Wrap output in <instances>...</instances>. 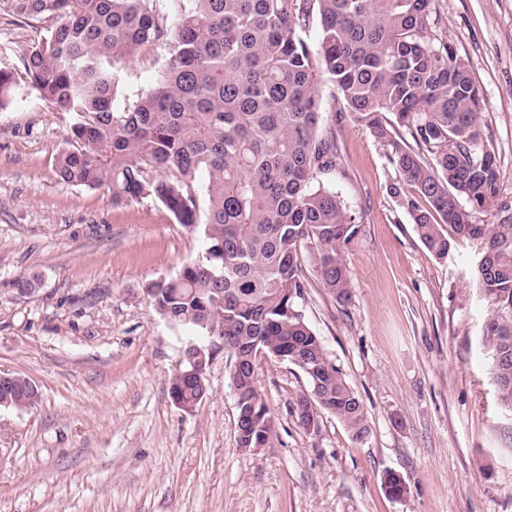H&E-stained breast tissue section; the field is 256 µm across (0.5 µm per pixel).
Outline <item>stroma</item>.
Listing matches in <instances>:
<instances>
[{
    "label": "stroma",
    "mask_w": 512,
    "mask_h": 512,
    "mask_svg": "<svg viewBox=\"0 0 512 512\" xmlns=\"http://www.w3.org/2000/svg\"><path fill=\"white\" fill-rule=\"evenodd\" d=\"M437 38L465 59L483 98L484 144L496 155L501 203L512 205V0H433ZM47 21L0 14V69L15 100L0 112V373L39 398L0 407V512H512V411L498 399L483 328L495 308L477 288L479 242L454 238L433 256L390 192L386 151L323 93L342 165L331 190L360 231L344 251L351 299L321 287L312 262L302 310L360 398L369 436L353 440L323 412L295 413L308 383L262 357L256 385L275 422L261 448L236 442L227 353L217 352L194 412L168 380L186 333L162 319L149 285L199 253V236L158 200L117 205L107 188L61 181L57 157L76 114L40 98L23 59ZM165 55L141 51L122 96L149 89ZM36 276L20 293L15 282ZM407 485L388 496L385 473Z\"/></svg>",
    "instance_id": "obj_1"
}]
</instances>
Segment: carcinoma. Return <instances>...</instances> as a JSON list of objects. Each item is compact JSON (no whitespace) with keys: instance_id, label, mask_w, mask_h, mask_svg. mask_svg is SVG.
Listing matches in <instances>:
<instances>
[{"instance_id":"obj_1","label":"carcinoma","mask_w":512,"mask_h":512,"mask_svg":"<svg viewBox=\"0 0 512 512\" xmlns=\"http://www.w3.org/2000/svg\"><path fill=\"white\" fill-rule=\"evenodd\" d=\"M0 0V13L53 26L23 60L40 97L79 117L56 161L65 183L106 187L116 203L154 195L202 256L147 288L157 313L200 337L220 336L237 396L255 420L237 440L261 448L274 422L255 372L263 351L303 373L298 422L312 411L369 434L363 406L327 357L300 302L302 263L316 266L336 301L350 299L344 249L359 233L338 194L341 148L322 121L328 83L353 118L386 148L391 186L427 250L445 258L459 237L480 241L474 271L496 307L483 339L502 404L512 408V213L498 204L494 153L481 143L483 100L466 62L434 38L433 0ZM319 25L315 47L303 38ZM167 53L155 85L118 110L122 72L147 47ZM0 71V110L13 103ZM500 211L496 224L477 215ZM191 403L195 381L170 379ZM24 377L0 389V406H32Z\"/></svg>"}]
</instances>
